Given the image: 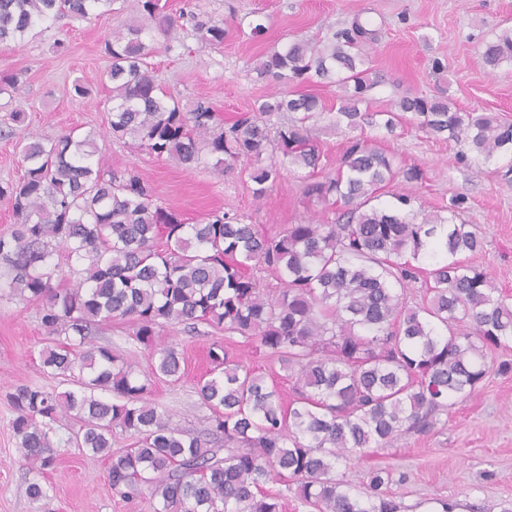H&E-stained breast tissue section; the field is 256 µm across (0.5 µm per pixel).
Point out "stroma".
<instances>
[{"mask_svg": "<svg viewBox=\"0 0 512 512\" xmlns=\"http://www.w3.org/2000/svg\"><path fill=\"white\" fill-rule=\"evenodd\" d=\"M192 2L199 20L227 19L231 26L223 46L215 49L202 45L191 24H184L175 39L159 40L148 57L158 83L182 106L204 99L220 119L233 121L272 91L270 84L255 79L253 67L260 58L289 41L315 40L361 17L378 32L371 65L383 80L372 91L374 109L393 110L406 95L442 93L461 111L492 113L512 123V63L492 71L482 59L484 44L512 28V0ZM118 4L120 13L91 20L64 18L22 44L0 46V74L19 78L16 88L0 92V184L22 177L20 147L30 136L55 139L76 129L97 133L106 170L139 174L155 202L186 223H196L214 210L237 214L272 232L314 216L334 219V205L303 196L300 171H283L258 200L244 165L224 174L209 166L188 169L130 140L112 138L107 132L110 87L103 82L111 60L103 44L113 28L138 14L137 0ZM258 23L265 27L259 37L251 32ZM303 90L319 96L326 106L309 125L324 151L323 174L334 173L352 135L335 123L338 90L319 83L306 84ZM17 112L22 122L14 121ZM362 132L400 164H415L424 171L422 182L390 183L383 201L408 192L422 210H458L461 220L474 225L484 241L469 262L489 269L498 288L512 293V156L487 162L471 155L459 162L454 144L410 123L390 131L366 125ZM8 277V269L0 264V512H154L156 503L148 494L126 499L112 491L106 462L74 447L76 424L67 416L52 425L50 437L59 456L45 475L47 497L38 503L29 499L33 473L18 451L8 395L20 385L55 393L72 385L44 369L41 352L54 341L41 323V306L10 295L4 287ZM135 331L131 320H115L93 328L90 341L123 355L138 377H151V357L137 345ZM156 341L176 344L185 371L176 382L154 380L150 399L191 432H204L212 416L196 393L199 379L210 369L207 353L212 344L247 358L282 392L292 387L287 370L276 360L223 328L168 325ZM505 360L512 362V348L488 353L484 380L468 397L453 400L432 430L404 434L394 447L353 460L346 480L356 485L368 468H388L393 478L389 493L402 503L403 512H438L443 502L460 506L461 512H512V373L497 371Z\"/></svg>", "mask_w": 512, "mask_h": 512, "instance_id": "35a3bbf8", "label": "stroma"}]
</instances>
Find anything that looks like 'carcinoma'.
I'll return each instance as SVG.
<instances>
[{
  "instance_id": "carcinoma-1",
  "label": "carcinoma",
  "mask_w": 512,
  "mask_h": 512,
  "mask_svg": "<svg viewBox=\"0 0 512 512\" xmlns=\"http://www.w3.org/2000/svg\"><path fill=\"white\" fill-rule=\"evenodd\" d=\"M115 3L0 0V45L21 43L58 18L115 13ZM139 6L138 21L105 42L110 135L188 169L244 162L258 199L295 167L306 171L305 196L333 198L341 208L330 224L308 220L274 234L224 212L188 224L156 204L137 174L105 176L89 135L25 143L23 176L0 185L17 219L0 233V261L11 273L10 293L41 303L42 325L56 337L43 367L78 386L54 394L23 385L8 395L21 456L36 473L29 498L47 497L42 478L57 452L48 425L71 414L80 422L76 446L107 459L112 490L126 498L143 487L158 500L156 512H280V497L264 491L276 480L292 483L318 512H401L386 493L388 469H368L358 492L340 469L368 448L429 431L448 400L469 395L487 374L488 352L512 345V297L489 270L462 259L481 250L483 238L457 222L456 211L427 214L409 193L379 203L394 179L422 181L419 167L398 166L353 137L336 172L312 178L322 152L306 121L326 108L295 87L316 78L334 83L342 89L336 123L391 130L411 118L459 145V160L512 154V124L460 112L443 96H406L395 112L371 110L379 80L367 46L376 30L356 19L321 41L296 39L260 59L257 77L278 90L224 125L211 103L186 110L157 83L146 62L151 33L170 40L178 20L160 0ZM197 31L201 44L224 45L226 22ZM482 57L491 70L512 62V29L487 42ZM284 112L303 116L270 131L267 121ZM61 253L74 275L66 288L52 283ZM265 271L282 287H264ZM421 279L425 295L410 305L407 289ZM125 318L151 355L155 379L182 376L179 352L156 344L160 328L222 325L288 365L294 398L286 401L276 384L216 345L213 368L196 386L212 411L210 428L192 434L152 404L150 380L138 381L112 349L86 346L92 326ZM116 428L135 442L114 454Z\"/></svg>"
}]
</instances>
